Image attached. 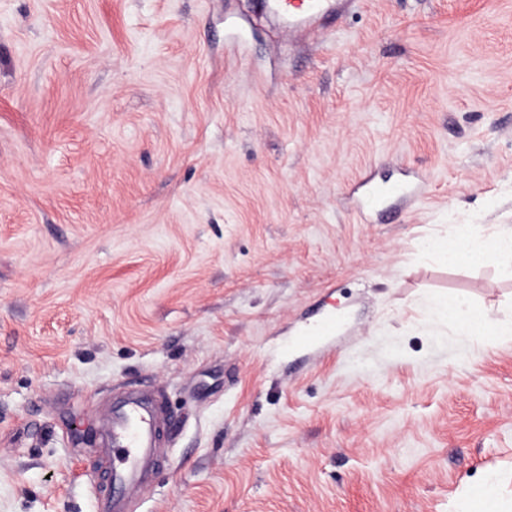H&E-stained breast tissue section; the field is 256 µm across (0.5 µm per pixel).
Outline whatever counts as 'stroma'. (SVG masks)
I'll list each match as a JSON object with an SVG mask.
<instances>
[{"mask_svg": "<svg viewBox=\"0 0 512 512\" xmlns=\"http://www.w3.org/2000/svg\"><path fill=\"white\" fill-rule=\"evenodd\" d=\"M409 176L378 223L354 186ZM512 0H361L288 34L258 0H0V512H96V427L168 419L134 512H512ZM334 331L299 335L328 318ZM472 224H452L448 235L429 237L422 248L438 258L458 266L481 264L493 256L512 259V226L500 227L488 240L477 233ZM426 327L437 323H453L455 335L475 341L491 332L497 336L512 335V320H501L488 311L474 312L468 301L441 294H429L422 301ZM512 337V336H511ZM460 511L494 512L496 510L495 486L485 483L472 489Z\"/></svg>", "mask_w": 512, "mask_h": 512, "instance_id": "35a3bbf8", "label": "stroma"}]
</instances>
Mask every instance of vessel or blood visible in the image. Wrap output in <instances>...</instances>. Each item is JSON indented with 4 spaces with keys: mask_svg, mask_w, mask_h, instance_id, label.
<instances>
[{
    "mask_svg": "<svg viewBox=\"0 0 512 512\" xmlns=\"http://www.w3.org/2000/svg\"><path fill=\"white\" fill-rule=\"evenodd\" d=\"M359 0H275L274 7L297 29L320 22L331 29ZM404 181H368L364 184L363 205L380 210L390 200L407 195ZM106 444L97 448L102 469L110 483V492L97 501V512H126L132 498L151 483L156 467V445L159 436V409L146 389H130L113 400L112 410L100 424Z\"/></svg>",
    "mask_w": 512,
    "mask_h": 512,
    "instance_id": "obj_1",
    "label": "vessel or blood"
}]
</instances>
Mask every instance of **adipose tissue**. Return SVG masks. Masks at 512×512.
I'll list each match as a JSON object with an SVG mask.
<instances>
[{
  "mask_svg": "<svg viewBox=\"0 0 512 512\" xmlns=\"http://www.w3.org/2000/svg\"><path fill=\"white\" fill-rule=\"evenodd\" d=\"M423 249L458 266L481 264L492 257L512 259V226L500 227L492 238H484L470 224H452L443 237H429L422 242ZM427 325L452 322L455 333L474 341L487 333L512 335V320H501L487 311H473L468 301L430 294L422 301Z\"/></svg>",
  "mask_w": 512,
  "mask_h": 512,
  "instance_id": "ef3b65f1",
  "label": "adipose tissue"
}]
</instances>
